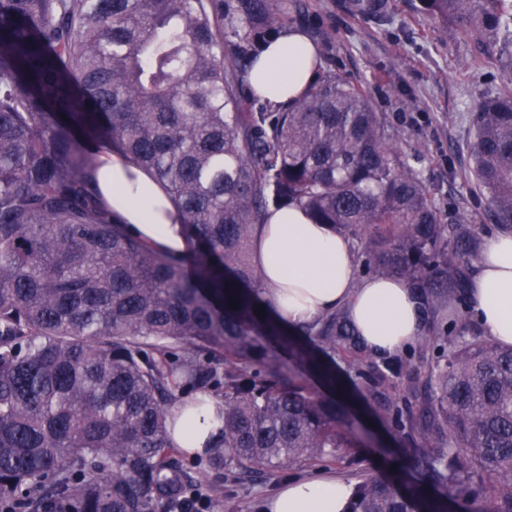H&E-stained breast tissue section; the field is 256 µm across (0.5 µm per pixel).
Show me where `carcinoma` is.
I'll return each mask as SVG.
<instances>
[{
	"label": "carcinoma",
	"instance_id": "1",
	"mask_svg": "<svg viewBox=\"0 0 512 512\" xmlns=\"http://www.w3.org/2000/svg\"><path fill=\"white\" fill-rule=\"evenodd\" d=\"M421 2L498 57L504 84L473 114L471 195L512 231V0ZM303 21L286 0H0L11 512H161L197 492L208 470L181 486L169 437L179 391L220 402L209 463L233 479L347 460L373 436L346 420L353 395L399 453L391 474L360 475L345 512H512V348L486 339L467 296L484 231L443 214L405 131L336 72L286 105L247 97L253 64ZM112 152L165 191L184 252L101 204ZM290 206L350 240L359 275L406 283L418 349L377 356L345 311L292 330L264 305L252 240Z\"/></svg>",
	"mask_w": 512,
	"mask_h": 512
}]
</instances>
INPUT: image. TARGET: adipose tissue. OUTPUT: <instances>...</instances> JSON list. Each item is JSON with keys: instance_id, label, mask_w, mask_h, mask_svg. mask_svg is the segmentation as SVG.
Instances as JSON below:
<instances>
[{"instance_id": "adipose-tissue-1", "label": "adipose tissue", "mask_w": 512, "mask_h": 512, "mask_svg": "<svg viewBox=\"0 0 512 512\" xmlns=\"http://www.w3.org/2000/svg\"><path fill=\"white\" fill-rule=\"evenodd\" d=\"M317 49L308 34L282 32L248 76L258 95L275 105L303 94L317 77ZM96 185L118 220L146 240L180 252L181 219L164 191L120 157L101 159ZM254 256L264 272V298L288 326L321 313L347 309L367 348L387 355L405 349L420 332L417 304L398 280L360 276L349 241L315 224L297 207L276 212L258 226ZM469 304L483 334L512 347V234L486 237L468 288ZM172 441L188 454L204 453L224 427L214 406L194 411L175 402ZM350 485L334 479H294L274 492L268 512H344Z\"/></svg>"}]
</instances>
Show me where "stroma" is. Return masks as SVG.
I'll list each match as a JSON object with an SVG mask.
<instances>
[{"instance_id":"1","label":"stroma","mask_w":512,"mask_h":512,"mask_svg":"<svg viewBox=\"0 0 512 512\" xmlns=\"http://www.w3.org/2000/svg\"><path fill=\"white\" fill-rule=\"evenodd\" d=\"M313 26L335 34L325 65L367 89L377 111L405 128V152L419 154L417 168L428 181L438 206L455 203L470 213L463 179L471 117L480 98L500 88L496 62L483 58L473 40L443 26L423 10L420 0H389L385 12L359 15L349 0H301ZM458 175L449 178V167ZM313 468L274 471L233 483L225 472L210 473L202 492L213 512H264L268 496L295 478H316Z\"/></svg>"}]
</instances>
